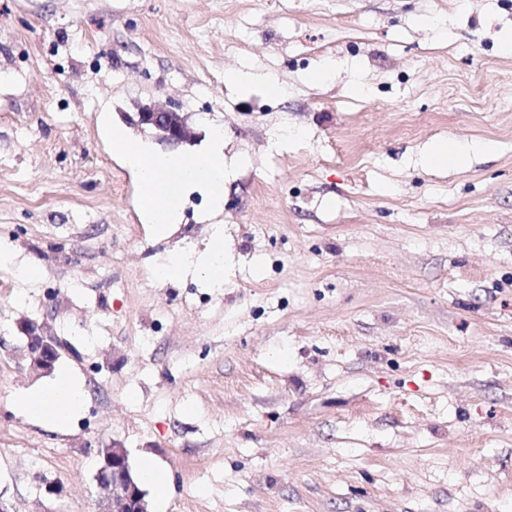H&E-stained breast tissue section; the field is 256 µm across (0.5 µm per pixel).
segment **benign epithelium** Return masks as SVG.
Segmentation results:
<instances>
[{"instance_id": "benign-epithelium-1", "label": "benign epithelium", "mask_w": 512, "mask_h": 512, "mask_svg": "<svg viewBox=\"0 0 512 512\" xmlns=\"http://www.w3.org/2000/svg\"><path fill=\"white\" fill-rule=\"evenodd\" d=\"M130 123L155 130L160 141L173 147L189 142L192 137L185 117L175 109L145 105L134 113ZM21 331L26 338L28 369L37 375L50 373L59 357L56 338L35 322L21 326ZM99 454L101 466L96 480L106 495L98 501L95 512H147L144 492L132 476L126 449L112 442Z\"/></svg>"}]
</instances>
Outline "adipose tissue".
Masks as SVG:
<instances>
[{"mask_svg":"<svg viewBox=\"0 0 512 512\" xmlns=\"http://www.w3.org/2000/svg\"><path fill=\"white\" fill-rule=\"evenodd\" d=\"M112 150L139 176V205L148 223L157 231L177 223L180 202L186 191H204L213 211L224 208L227 183L245 163L244 158H226L224 133H211V146L206 154H158L145 144L132 140L121 127L112 129ZM224 227L213 225L209 243L201 253L186 257L171 254L158 260L153 276L163 280L194 268L206 287L224 285L225 270ZM83 389L67 370H59L52 381L42 388L16 392L13 406L30 420L44 422L52 427H63L79 408Z\"/></svg>","mask_w":512,"mask_h":512,"instance_id":"adipose-tissue-1","label":"adipose tissue"}]
</instances>
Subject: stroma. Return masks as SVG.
<instances>
[{
    "mask_svg": "<svg viewBox=\"0 0 512 512\" xmlns=\"http://www.w3.org/2000/svg\"><path fill=\"white\" fill-rule=\"evenodd\" d=\"M506 37L512 0H0V246L42 268L0 267V498L94 512L116 440L172 474L147 512H512ZM144 104L248 157L222 212L141 222L107 124L167 152ZM217 222L223 287L153 278ZM27 321L84 390L61 430L11 404ZM273 78L261 73H249L240 70H229L224 73V83L228 85H261L268 95L280 97L284 88L274 82ZM467 150L468 146L466 144L448 139L428 155L427 162L430 164L455 163Z\"/></svg>",
    "mask_w": 512,
    "mask_h": 512,
    "instance_id": "obj_1",
    "label": "stroma"
}]
</instances>
